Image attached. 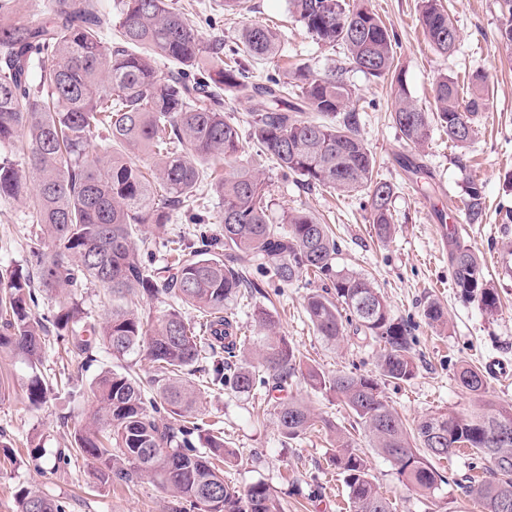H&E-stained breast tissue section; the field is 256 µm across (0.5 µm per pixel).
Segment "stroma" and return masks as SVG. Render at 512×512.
Returning <instances> with one entry per match:
<instances>
[{"mask_svg":"<svg viewBox=\"0 0 512 512\" xmlns=\"http://www.w3.org/2000/svg\"><path fill=\"white\" fill-rule=\"evenodd\" d=\"M174 2L193 22L207 48L218 40L238 41L251 18L278 29V54L252 63L254 74L282 72L293 63L307 64L322 74L343 59L342 49L318 44L293 21L287 0H249L253 12L248 17L225 11L224 0ZM442 4L459 33L457 48L450 55L437 51L425 37L419 0L366 2L397 33L399 67L419 107L432 110V87L441 77L454 78L460 96L466 98L469 73L486 74L489 100L476 117L474 136L465 148L455 147L435 128L423 148L411 150L390 118L394 101L390 80H374L356 70L347 74L360 112L359 133L375 159L377 177L395 187L391 211L396 229L390 242L375 236L366 193L338 196L309 190L296 180L283 179L273 163L259 168L274 199L271 220L279 221L283 212L295 209L333 224L338 246L335 269L368 276L393 315L413 324L416 375L407 383L382 388L387 404L410 423L433 412L474 407L477 400L457 377L464 364L480 369L487 360H496L501 373L488 378L482 400L512 403V253L506 248L512 242V223H503L500 216L501 210L512 207V193L504 184L505 175L512 172V57L497 45L498 0H442ZM407 154L421 165V173L415 175L400 166V157ZM461 154L467 158L463 168L456 163ZM471 181L479 184L485 197L486 218L480 224L467 223L465 217V189ZM453 225L479 257L486 281L502 300L495 316L485 315L477 302L463 297L454 286L448 263ZM35 231L23 204L0 199V273L25 268ZM323 286V281L303 276L282 287L280 294L268 298L257 294L232 304L241 336L256 342L260 330L253 312L263 308L278 320L281 333L304 364L330 374L374 372L375 346L350 339L332 348L314 330L303 304L309 293ZM432 302L442 305L445 325H430L425 318ZM211 367V359H204L195 374L200 382L195 415L207 424L220 423L225 441L241 459L239 465L225 470V479L240 490L259 481L266 483L274 489L282 512H349L343 477L329 464L333 453L329 431L318 428L282 444L273 410L261 417L253 411L264 400L265 390L250 396L208 386ZM105 368H129L144 378L157 372L155 363L140 350L120 361L99 348L89 357L66 360L50 345L35 372L52 385L58 377L64 384L58 389L53 386L42 404L32 406L26 391L35 372L20 356L0 352V377L10 390L9 400L0 402V512H19L18 495L26 488L65 501L68 512H175V498L149 480L105 483L82 458L63 469L51 467L54 456L69 447L74 429L84 425L91 406L88 387ZM292 393L338 427L354 422L341 404L311 389L303 377L295 378ZM357 443L395 512H484L480 502L458 487L460 481L485 474L470 455L459 453L442 462L450 483L439 498L431 500L406 489L392 463L371 447L368 438L358 437Z\"/></svg>","mask_w":512,"mask_h":512,"instance_id":"35a3bbf8","label":"stroma"}]
</instances>
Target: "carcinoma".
Instances as JSON below:
<instances>
[{
  "mask_svg": "<svg viewBox=\"0 0 512 512\" xmlns=\"http://www.w3.org/2000/svg\"><path fill=\"white\" fill-rule=\"evenodd\" d=\"M20 4L0 0V147L26 156L28 166L0 156V198L23 203L38 232L30 270L11 272L0 290V351L22 356L31 368L27 399L33 405L47 393L37 370L50 334L74 356L89 354L96 343L115 358L142 349L159 370L150 401L129 371L100 373L89 386L91 421L74 433L71 451H60L53 467L81 456L98 465L104 481L146 478L187 503L190 512H281L267 484L241 491L226 481L224 466L236 454L224 432L193 421L196 391L189 376L207 353L216 359L209 384L235 393L259 386L286 392L302 372L312 389L349 410L399 481L427 498L448 484L436 463L469 449L491 464L492 476L467 486L468 495L485 512H512V439L494 442L496 427L512 429V404L480 402L465 413H433L406 425L380 386L414 378L412 326L394 317L367 278L333 271L337 244L330 225L299 210L272 223L267 183L242 163L246 137L256 156L269 157L282 177L308 189L367 192L374 232L389 240L395 187L374 177L345 68L319 76L303 64L289 83L270 74L258 80L242 58L278 53L280 40L270 26L252 23L239 41L208 54L189 19L168 0H118L115 6L52 0L50 16L34 24L16 19ZM420 8L430 44L453 53L458 35L448 13L438 0H421ZM288 9L316 40L342 47L350 67L373 79L397 72V35L367 7L288 0ZM499 10L498 45L511 55L512 0H499ZM470 81L472 93L464 100L453 79L438 80L429 114L396 79L391 117L405 142L423 147L434 118L448 140L465 147L487 101L484 75L475 71ZM226 92L251 103L246 121L226 115ZM306 109L320 119L304 118ZM139 154L151 157L152 165L138 166L133 156ZM207 190L218 197L219 209L207 217L190 215L201 225L197 238L205 248H176L174 262L159 275L141 255L146 229H165ZM466 195V222L483 223L481 188L471 183ZM207 220L221 226L219 235L202 227ZM449 260L455 287L495 316L500 298L485 281L478 256L457 241ZM252 270L261 280L247 276ZM304 273L332 276L331 291L311 293L305 302L317 334L337 347L350 329L379 345L376 374L303 366L264 309L256 313L263 339L251 348L237 341L240 327L228 306ZM84 281L112 302L100 325L81 307L76 289ZM38 289L56 299L48 321L32 312ZM161 294L168 308L153 323L129 307ZM184 306L197 310L203 322L188 319ZM458 380L477 399L485 393L487 381L477 369L461 367ZM275 415L285 440L330 427L294 396L278 402ZM334 445L330 463L343 476L350 512H392L353 439L338 429ZM19 503L20 512H67L64 502L38 490L22 491Z\"/></svg>",
  "mask_w": 512,
  "mask_h": 512,
  "instance_id": "obj_1",
  "label": "carcinoma"
}]
</instances>
